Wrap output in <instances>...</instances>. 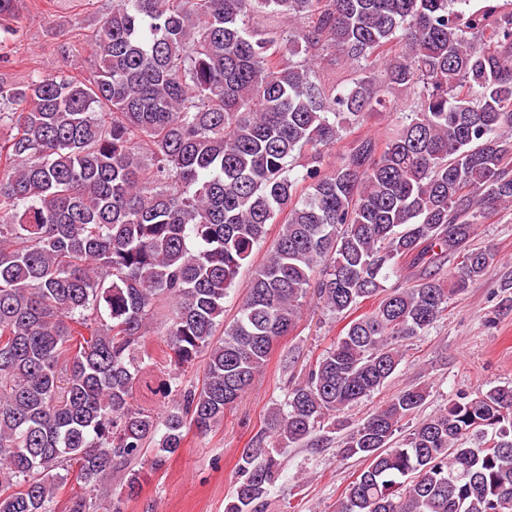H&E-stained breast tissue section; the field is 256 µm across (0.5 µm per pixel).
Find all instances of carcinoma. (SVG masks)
I'll list each match as a JSON object with an SVG mask.
<instances>
[{
  "label": "carcinoma",
  "mask_w": 512,
  "mask_h": 512,
  "mask_svg": "<svg viewBox=\"0 0 512 512\" xmlns=\"http://www.w3.org/2000/svg\"><path fill=\"white\" fill-rule=\"evenodd\" d=\"M460 2L112 0L89 74L0 73V512H54L73 471L68 512H99L114 476L137 492L146 451L160 467L223 422L312 296L350 321L240 453L225 512H262L277 449L324 447L325 423L486 275L471 239L512 204V13ZM17 9L0 0L4 42ZM340 60L347 82L317 76ZM401 99L385 140L334 159ZM427 397L404 387L338 444L367 465L335 512H512V387L459 394L396 440Z\"/></svg>",
  "instance_id": "cac0c4a2"
}]
</instances>
